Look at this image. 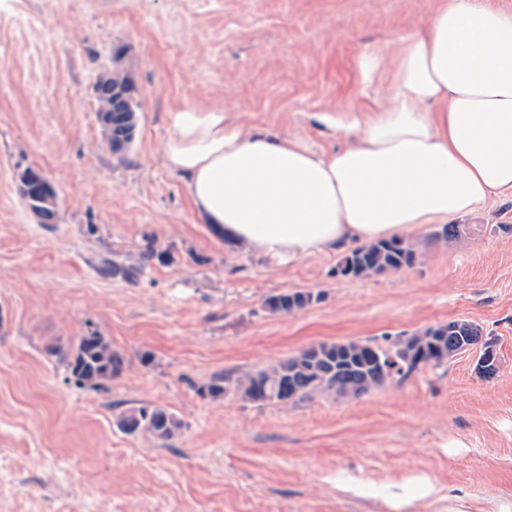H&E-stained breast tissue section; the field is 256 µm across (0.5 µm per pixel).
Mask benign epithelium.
Returning a JSON list of instances; mask_svg holds the SVG:
<instances>
[{
	"label": "benign epithelium",
	"instance_id": "benign-epithelium-1",
	"mask_svg": "<svg viewBox=\"0 0 512 512\" xmlns=\"http://www.w3.org/2000/svg\"><path fill=\"white\" fill-rule=\"evenodd\" d=\"M123 51L112 55V66L99 75L93 94L102 107L98 120L105 141L112 155L118 159L126 156L133 145L138 128V110L134 107L137 90L131 74L122 66ZM28 210L42 224H52L56 219V197L50 183L38 176L34 184L21 188Z\"/></svg>",
	"mask_w": 512,
	"mask_h": 512
}]
</instances>
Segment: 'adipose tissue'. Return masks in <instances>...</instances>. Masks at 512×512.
Returning <instances> with one entry per match:
<instances>
[{"mask_svg":"<svg viewBox=\"0 0 512 512\" xmlns=\"http://www.w3.org/2000/svg\"><path fill=\"white\" fill-rule=\"evenodd\" d=\"M383 103L332 128L344 145L249 133L224 112L170 116L164 165L225 239L279 259L426 224H451L512 200V13L441 0L400 38Z\"/></svg>","mask_w":512,"mask_h":512,"instance_id":"obj_1","label":"adipose tissue"}]
</instances>
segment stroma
<instances>
[{
  "label": "stroma",
  "mask_w": 512,
  "mask_h": 512,
  "mask_svg": "<svg viewBox=\"0 0 512 512\" xmlns=\"http://www.w3.org/2000/svg\"><path fill=\"white\" fill-rule=\"evenodd\" d=\"M438 4L0 0V512H512V201L445 239L424 225L413 267L352 279L335 273L338 249L273 260L216 235L160 156L184 108L338 146L322 116L375 108L400 36ZM118 49L141 104L122 161L93 95ZM28 168L56 192L55 223L24 204ZM287 291L316 299L270 313ZM453 320L482 325L494 377L477 373L475 347L353 400L197 393L316 343ZM92 332L123 366L79 388L51 351ZM144 403L182 431L121 432L114 415Z\"/></svg>",
  "instance_id": "1"
}]
</instances>
